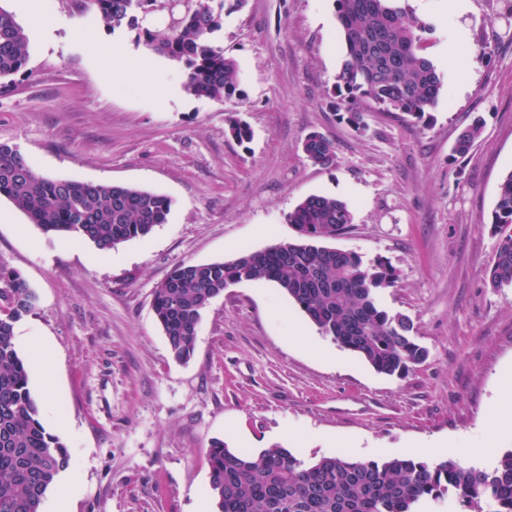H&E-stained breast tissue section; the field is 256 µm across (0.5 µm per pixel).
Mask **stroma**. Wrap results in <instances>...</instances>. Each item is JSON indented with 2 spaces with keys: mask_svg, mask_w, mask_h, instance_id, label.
<instances>
[{
  "mask_svg": "<svg viewBox=\"0 0 512 512\" xmlns=\"http://www.w3.org/2000/svg\"><path fill=\"white\" fill-rule=\"evenodd\" d=\"M0 0L24 29L28 61L0 82V142L40 175L132 186L169 197L168 221L99 252L31 224L0 198V264L38 296L15 325L46 429L70 457L71 512H198L212 502L208 451L220 438L258 454L340 453L492 469L512 450V286L486 272L502 178L512 172V5L410 0L444 92L422 120L373 109L356 130L333 105L344 48L334 0H230L211 41L237 64L240 93L184 89L183 64L151 52L76 0ZM466 156L453 147L474 120ZM252 136L238 142L231 121ZM312 132L335 151L304 154ZM344 201L349 230L329 245L392 267L380 289L407 316L426 360L375 372L322 336L276 283L243 281L203 310L195 350L176 362L152 311L181 263L225 261L297 238L307 196ZM43 344L51 360L38 362ZM306 156L318 164H326L334 157L333 144L319 133H310L303 141Z\"/></svg>",
  "mask_w": 512,
  "mask_h": 512,
  "instance_id": "obj_1",
  "label": "stroma"
}]
</instances>
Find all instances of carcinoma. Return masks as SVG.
I'll return each instance as SVG.
<instances>
[{"label":"carcinoma","mask_w":512,"mask_h":512,"mask_svg":"<svg viewBox=\"0 0 512 512\" xmlns=\"http://www.w3.org/2000/svg\"><path fill=\"white\" fill-rule=\"evenodd\" d=\"M224 2L214 7L207 0H185L163 31L139 28L137 13L165 11V0H80V7L95 9L114 28L139 30L147 47L184 64L188 94L222 102L239 87L235 61L211 43L222 27ZM335 7L344 46L335 85L341 118L364 128L359 101L369 100L385 112L422 120L438 103L444 82L424 53L426 26L409 0H335ZM26 62V34L0 6V79ZM481 131L479 119L464 129L455 153L465 156ZM303 151L318 164L334 157L333 144L315 132L304 139ZM0 197L44 232L82 236L102 252L166 223L172 205L168 197L136 187L44 178L16 146L4 142ZM288 223L297 227L299 239L227 261L182 263L155 287L152 307L171 356H191L203 309L228 285L272 281L322 335L375 371L399 376L421 363L427 350L411 335V321L378 303V289L393 285L395 271L322 245L350 228L346 203L308 196ZM490 230L498 246L488 282L493 288L512 286V172L499 185ZM34 296L18 271L0 265V512H40L46 492L70 464L63 443L40 421L27 365L13 342L16 323L35 309ZM208 463L217 512H421L444 498L448 512L457 506L461 512H512V450L486 470L452 458L363 461L335 455L306 461L281 446L252 456L214 440Z\"/></svg>","instance_id":"obj_1"}]
</instances>
